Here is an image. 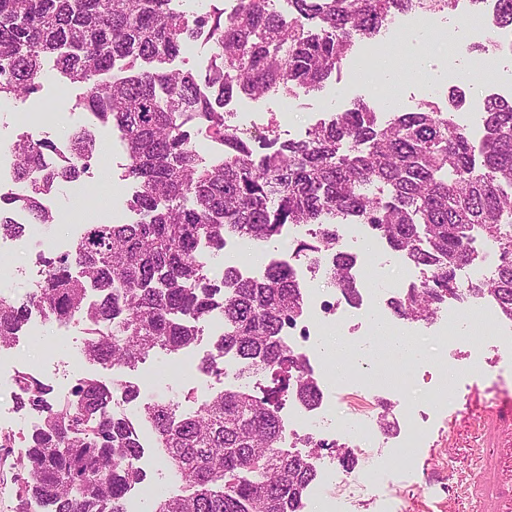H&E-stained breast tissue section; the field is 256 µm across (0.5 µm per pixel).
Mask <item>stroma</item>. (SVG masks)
I'll list each match as a JSON object with an SVG mask.
<instances>
[{
    "mask_svg": "<svg viewBox=\"0 0 512 512\" xmlns=\"http://www.w3.org/2000/svg\"><path fill=\"white\" fill-rule=\"evenodd\" d=\"M461 23L459 11L442 12L433 17V26L426 37L411 33V46L406 62L392 54L363 62L362 44H355L340 80L329 81L318 93L289 97L284 92H270L256 99L240 97L229 104V122L240 127L249 117H258L251 131L253 138H264L276 131L280 140L305 138L317 124L321 113L335 114L351 108L356 100L371 107L382 108L392 87H399V111L415 112L427 102L444 105L448 93L458 83L459 72L479 76L484 56L479 48L453 51L447 44L448 31ZM84 90L56 71H49L40 89L27 97L12 101L8 110H0V152L6 151L20 136L29 135L52 141L70 136L83 127L94 128L98 156L85 174L84 182L99 205L103 220L114 224L137 221L129 202L137 187L126 179V152L117 130L99 125L80 101ZM293 103L291 112H284V103ZM57 208L71 211L70 221L46 224L41 228L45 239L63 249H70L83 225L91 216L73 207L67 190L53 195ZM38 264L25 253L13 250L10 240L0 241V292L24 301L38 284ZM88 324L82 320L67 323L43 320L38 330L23 327L15 338L19 354L40 363L44 371L41 381L53 384L55 375L76 380L78 374H97L110 379L109 371L84 363L81 373H73L67 360L73 349L82 348ZM406 336L434 361L430 375H421L405 387L406 394L423 414L428 438L415 453L412 472L398 475L392 492L402 512H441L448 501L449 476L467 475L477 452L488 441L485 433H477L467 418L470 405H493L504 394H512V362L501 359L486 331L464 333L457 347L443 346L435 337L434 324L408 323ZM171 355L151 351L134 369L124 371L123 379L135 382L146 370L161 374L157 385L141 390L138 400L126 405L124 413L136 418L144 403L162 399L179 402L182 412H193L197 401L222 391L223 386L211 377L191 379L170 370ZM447 380L448 400L439 402L433 394L435 381Z\"/></svg>",
    "mask_w": 512,
    "mask_h": 512,
    "instance_id": "1",
    "label": "stroma"
}]
</instances>
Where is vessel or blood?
Listing matches in <instances>:
<instances>
[{"label":"vessel or blood","mask_w":512,"mask_h":512,"mask_svg":"<svg viewBox=\"0 0 512 512\" xmlns=\"http://www.w3.org/2000/svg\"><path fill=\"white\" fill-rule=\"evenodd\" d=\"M470 416L476 430H492V443L450 497L474 501L479 512H512V396H503L490 407L473 408Z\"/></svg>","instance_id":"1"}]
</instances>
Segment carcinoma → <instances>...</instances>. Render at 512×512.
Instances as JSON below:
<instances>
[{
	"label": "carcinoma",
	"mask_w": 512,
	"mask_h": 512,
	"mask_svg": "<svg viewBox=\"0 0 512 512\" xmlns=\"http://www.w3.org/2000/svg\"><path fill=\"white\" fill-rule=\"evenodd\" d=\"M456 2L293 0L285 19L272 0H241L228 17L217 6L189 14L172 0H0V100L37 90L43 60L53 58L60 73L85 86L81 105L121 131L126 177L138 184L130 206L141 215L132 224L84 225L72 251L45 261L26 303L0 293V347L34 304L57 320L86 319L83 354L112 372L108 382L87 376L67 401L20 374L22 404L41 415L19 459L20 502L33 499L45 512H127L142 445L133 421L109 406L113 392L134 401L140 388L120 374L156 348H189L197 323L217 317L222 332L200 369L222 380L223 355L231 352L272 385L261 395L248 383L228 387L189 414L170 401L143 405L141 421L181 482L152 512H298L317 469L314 456L282 449L278 403L293 395L313 406L321 397L307 360L282 340L284 325L304 314L305 288L294 266L279 261L255 277L226 268L221 281L210 278L198 252L205 237L220 249L227 235L268 241L286 224L314 225L297 252H335L333 287L354 303L359 292L348 270L356 257L338 239L346 219H360L423 271L391 304L395 318L415 322L461 297L457 271L475 260L470 244L479 233L498 261L469 296L492 298L512 322V99H486L478 142L455 120L465 102L458 90L442 109L392 111L383 124L356 102L307 139L268 138L261 151L224 117L229 98L318 91L341 75L355 39L377 36L394 15L449 12ZM494 23L512 31V0H498ZM205 24L215 66L202 78L164 69ZM191 126L224 143L222 165L199 159ZM54 152L53 142L27 136L12 145L22 190L0 197V236L22 234L8 211L52 222L42 196L88 172L96 139L80 129L67 162H48ZM89 289L98 295L90 304Z\"/></svg>",
	"instance_id": "obj_1"
}]
</instances>
